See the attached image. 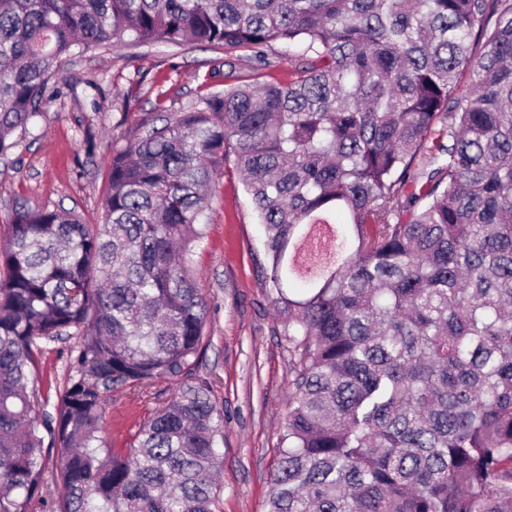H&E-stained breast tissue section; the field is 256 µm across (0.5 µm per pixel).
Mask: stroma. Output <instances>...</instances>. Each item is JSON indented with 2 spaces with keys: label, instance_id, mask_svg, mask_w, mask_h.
Segmentation results:
<instances>
[{
  "label": "stroma",
  "instance_id": "1",
  "mask_svg": "<svg viewBox=\"0 0 512 512\" xmlns=\"http://www.w3.org/2000/svg\"><path fill=\"white\" fill-rule=\"evenodd\" d=\"M302 63L301 48L280 43L266 46L259 59L204 45L132 41L73 55L62 73V95L49 98L26 131L15 134L14 147L0 155V226L19 203L100 218L114 153L162 126L168 113L223 91L224 72L237 81L285 82ZM207 214V235L192 255L208 304L207 339L195 375L213 381L224 409L219 508L266 512L293 364L258 271L263 229L238 174L227 172L216 182ZM76 344L73 337L51 344L41 361L39 390L63 385ZM179 385L178 378H166L155 396L133 392L106 407L102 437L123 447L159 398H170Z\"/></svg>",
  "mask_w": 512,
  "mask_h": 512
}]
</instances>
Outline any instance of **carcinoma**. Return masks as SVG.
Here are the masks:
<instances>
[{"label":"carcinoma","mask_w":512,"mask_h":512,"mask_svg":"<svg viewBox=\"0 0 512 512\" xmlns=\"http://www.w3.org/2000/svg\"><path fill=\"white\" fill-rule=\"evenodd\" d=\"M127 38L306 59L112 155L98 222L15 207L0 512H45L44 430L55 512H216L224 413L194 378L208 308L191 255L228 163L296 358L267 512H512V0H0V153L74 50ZM425 151L447 161L412 172ZM73 336L50 425L29 384ZM165 375L175 396L125 447L103 442L112 392ZM44 454L46 458V469L43 475L44 479V495L48 500L49 508L54 509L56 506L58 485L54 463L57 459V448H51L49 445V435L44 431Z\"/></svg>","instance_id":"1"}]
</instances>
